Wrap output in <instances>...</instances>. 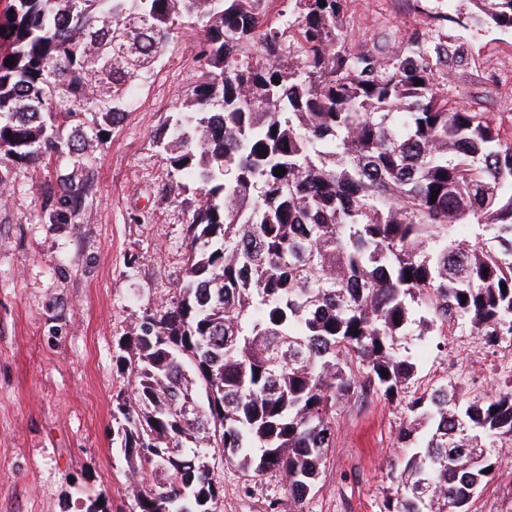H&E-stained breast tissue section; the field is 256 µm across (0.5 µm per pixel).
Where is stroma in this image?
I'll list each match as a JSON object with an SVG mask.
<instances>
[{"label":"stroma","instance_id":"obj_1","mask_svg":"<svg viewBox=\"0 0 512 512\" xmlns=\"http://www.w3.org/2000/svg\"><path fill=\"white\" fill-rule=\"evenodd\" d=\"M470 0H343L341 31L351 52L392 61L404 44L442 43L431 60L441 93L477 112L512 117V31L461 25ZM198 38L172 31L122 122L91 158L57 166L0 155V512H134L127 465L113 442L117 394L132 379L120 366L141 317L164 311L182 280L186 229L200 198L169 168L157 130L188 97L201 66ZM89 185L57 220L58 177ZM407 353L419 390L457 381L468 395L494 392L512 348L470 336H415ZM405 405L357 394L341 405L322 472L304 512H385L391 477L406 450ZM219 497L214 512H286L278 473L245 476L211 449ZM468 512H512V439Z\"/></svg>","mask_w":512,"mask_h":512}]
</instances>
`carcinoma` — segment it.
<instances>
[{
	"instance_id": "1",
	"label": "carcinoma",
	"mask_w": 512,
	"mask_h": 512,
	"mask_svg": "<svg viewBox=\"0 0 512 512\" xmlns=\"http://www.w3.org/2000/svg\"><path fill=\"white\" fill-rule=\"evenodd\" d=\"M319 2L296 0L287 66L266 0H0V154L30 164L89 153L171 31L203 32L205 75L156 133L202 194L185 279L130 337L114 416L130 474H152L138 512H213L211 448L285 476L302 512L359 389L409 412L386 512H468L512 437V368L490 396L419 393L401 352L415 330L512 345V123L435 91L419 45L335 50L340 0ZM471 2L512 29V0Z\"/></svg>"
}]
</instances>
